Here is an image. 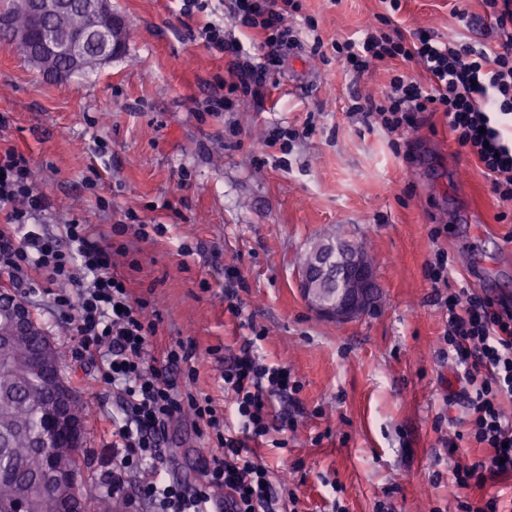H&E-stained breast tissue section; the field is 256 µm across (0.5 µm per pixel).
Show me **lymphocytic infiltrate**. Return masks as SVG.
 Listing matches in <instances>:
<instances>
[{"label":"lymphocytic infiltrate","instance_id":"1","mask_svg":"<svg viewBox=\"0 0 512 512\" xmlns=\"http://www.w3.org/2000/svg\"><path fill=\"white\" fill-rule=\"evenodd\" d=\"M229 2L234 24L258 35L255 48L263 63L244 60L223 24L207 23L199 37L232 54L231 93L261 103L268 91L266 61L301 43L302 32L288 24L301 0ZM381 2L384 13L361 39L328 46L315 36L314 53L360 73L388 59L417 64L425 81L391 75L360 106L365 122L401 135L416 128L419 113H443L455 143L477 159L492 192L512 203V0H484L500 36L481 50L438 41L426 30L409 38L391 35L386 27L402 0ZM46 207L29 158L15 147H0V269L33 291L44 279L55 284L53 309L69 322L78 352L97 362L100 382L118 398L119 410L111 416L118 457L113 491L123 489L125 476L138 475L133 501L143 512H272L277 498L295 502L293 490L276 488L249 448L274 430L293 427L289 414L275 416L270 408L301 390L287 367L260 356L265 330L244 338L225 365L228 403L218 409L211 397L191 389L198 377L195 345L157 348L158 323L147 315L148 299L134 296L130 278L116 269L113 255L126 251L117 241L123 225H113L107 237L72 219L58 236L40 224ZM426 271L446 312L440 355L454 362L469 406L467 427L449 438L448 449L456 451L464 441L483 451L451 472L453 512H512V499L493 490L512 481V415L504 412L512 404V307L472 288H449L452 265L444 249L434 251ZM187 413L207 438L209 452L202 479L191 485L170 479L159 466L170 422Z\"/></svg>","mask_w":512,"mask_h":512}]
</instances>
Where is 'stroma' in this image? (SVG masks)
<instances>
[{
  "label": "stroma",
  "instance_id": "1",
  "mask_svg": "<svg viewBox=\"0 0 512 512\" xmlns=\"http://www.w3.org/2000/svg\"><path fill=\"white\" fill-rule=\"evenodd\" d=\"M126 50L92 70L56 80L0 43V142L29 158L45 196L47 232L77 218L120 241L115 256L160 318L157 343L197 346V391L224 400V362L252 328L266 362L288 367L302 389L292 408L288 445L258 448L274 481L288 482L297 512H442L453 508L450 473L474 458L449 453L464 429L463 400L449 401L455 366L439 355L446 315L425 275L436 249L453 261L451 287L468 286L512 304V211L490 191L476 159L458 149L442 113L426 112L403 137L364 123L355 102L375 94L403 62L357 73L323 65L311 40L286 52L270 74L264 105L238 98L230 110L201 104L227 79L230 53L207 47L198 32L221 11L180 14L178 0H111ZM290 23L313 17L325 44L358 37L380 0H302ZM394 25L404 36L427 30L437 40L479 47L498 31L483 0H402ZM408 69V68H405ZM422 78L421 69H408ZM315 129L288 150L267 146L276 131ZM103 152H95V139ZM98 170L96 188L86 180ZM135 211L150 226L127 222ZM338 236L373 261L377 290L369 309L347 322L309 308L295 271L311 242ZM139 262L128 270L129 259ZM244 287L228 310L226 270ZM14 292L61 353L62 374L87 413L81 481L90 502L108 498L133 512L136 476L109 495L112 427L103 410L116 400L95 362L79 357L64 319L27 289ZM165 470L197 481L206 444L191 418L168 427ZM342 487L333 494L332 484Z\"/></svg>",
  "mask_w": 512,
  "mask_h": 512
}]
</instances>
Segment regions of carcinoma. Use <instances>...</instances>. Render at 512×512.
<instances>
[{
	"label": "carcinoma",
	"instance_id": "cac0c4a2",
	"mask_svg": "<svg viewBox=\"0 0 512 512\" xmlns=\"http://www.w3.org/2000/svg\"><path fill=\"white\" fill-rule=\"evenodd\" d=\"M37 20L26 0L0 15V41L30 60L33 44L18 33L33 31ZM48 337L41 329L13 336L0 349V512H54L43 491L47 457L66 469L80 470V449L49 429L56 386L41 375L33 358L43 354Z\"/></svg>",
	"mask_w": 512,
	"mask_h": 512
}]
</instances>
